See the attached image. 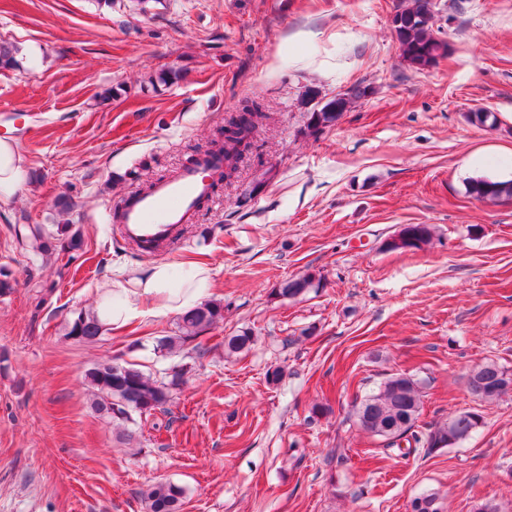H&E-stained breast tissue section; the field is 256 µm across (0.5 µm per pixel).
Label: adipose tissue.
<instances>
[{
    "label": "adipose tissue",
    "mask_w": 512,
    "mask_h": 512,
    "mask_svg": "<svg viewBox=\"0 0 512 512\" xmlns=\"http://www.w3.org/2000/svg\"><path fill=\"white\" fill-rule=\"evenodd\" d=\"M27 169V160L18 145L0 140L1 199L17 191ZM212 284V266L201 259L121 269L103 286L96 314L102 326L121 330L140 321L198 307Z\"/></svg>",
    "instance_id": "adipose-tissue-1"
}]
</instances>
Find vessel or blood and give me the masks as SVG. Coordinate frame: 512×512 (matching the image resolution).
Returning a JSON list of instances; mask_svg holds the SVG:
<instances>
[{"label":"vessel or blood","instance_id":"obj_1","mask_svg":"<svg viewBox=\"0 0 512 512\" xmlns=\"http://www.w3.org/2000/svg\"><path fill=\"white\" fill-rule=\"evenodd\" d=\"M223 170V155H203L149 191L126 197L112 221L142 250L174 242L182 226L195 222L200 205L211 200L213 184Z\"/></svg>","mask_w":512,"mask_h":512}]
</instances>
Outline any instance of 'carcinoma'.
<instances>
[{
  "label": "carcinoma",
  "mask_w": 512,
  "mask_h": 512,
  "mask_svg": "<svg viewBox=\"0 0 512 512\" xmlns=\"http://www.w3.org/2000/svg\"><path fill=\"white\" fill-rule=\"evenodd\" d=\"M429 0H410L396 11L400 21L398 46L400 57L411 68L422 71L436 65L434 53L445 57L448 47H440L435 39V30L427 9ZM247 116L228 122L235 128L225 137L224 147L239 153L250 146L255 119L262 116L260 104L253 101L245 106ZM467 193L479 201L512 200V181H496L484 177L473 178L467 183ZM414 231L412 247L420 249L431 239L433 229L428 224H411L402 229ZM316 287L311 277L301 275L286 281L277 290L280 296L296 298ZM224 319V307L205 302L182 316L184 334L159 338L157 348L168 354L196 340L220 320ZM103 332V326L94 315L78 313L68 322L67 336L77 342H91ZM254 336L243 330L224 338V349L228 354H239L250 349ZM186 370L174 366L168 379H155L133 364L99 363L84 373L85 380L95 390L96 408L102 415L121 421L131 419V413L146 414L163 409L173 402L176 390L183 384ZM470 393L478 400H496L512 390V371L496 362L478 366L468 381ZM423 407L421 383L411 375L397 374L387 379L379 390L365 398L355 410L356 423L360 428L384 440L385 447H408L420 445L424 448H445L452 439L462 440L469 436L482 422V415L468 410L456 414L451 423L440 424L424 436L414 428ZM149 512H180L184 489L170 481H159L144 493ZM412 512H442L440 497L435 493L423 494L410 503Z\"/></svg>",
  "instance_id": "1"
}]
</instances>
